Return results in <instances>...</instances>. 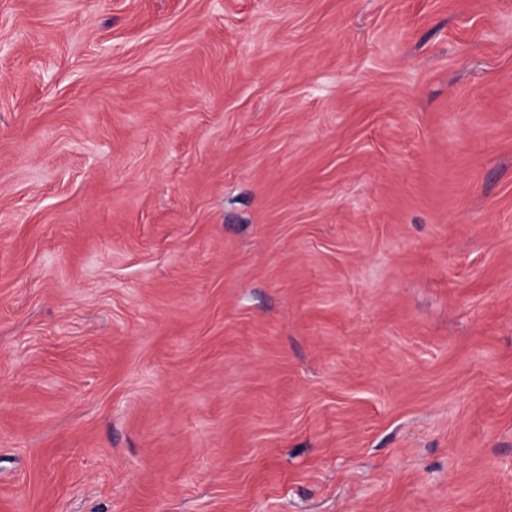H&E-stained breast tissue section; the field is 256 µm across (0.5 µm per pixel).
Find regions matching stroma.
Segmentation results:
<instances>
[{"label": "stroma", "instance_id": "1", "mask_svg": "<svg viewBox=\"0 0 512 512\" xmlns=\"http://www.w3.org/2000/svg\"><path fill=\"white\" fill-rule=\"evenodd\" d=\"M0 512H512V0H0Z\"/></svg>", "mask_w": 512, "mask_h": 512}]
</instances>
